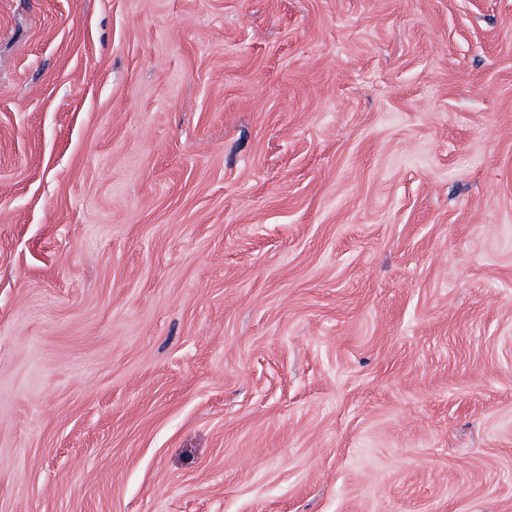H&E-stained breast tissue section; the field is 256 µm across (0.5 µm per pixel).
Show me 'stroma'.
I'll return each instance as SVG.
<instances>
[{"label":"stroma","instance_id":"35a3bbf8","mask_svg":"<svg viewBox=\"0 0 512 512\" xmlns=\"http://www.w3.org/2000/svg\"><path fill=\"white\" fill-rule=\"evenodd\" d=\"M0 512H512V0H0Z\"/></svg>","mask_w":512,"mask_h":512}]
</instances>
